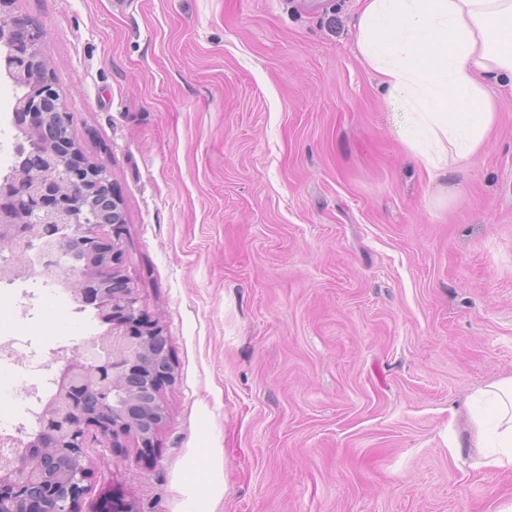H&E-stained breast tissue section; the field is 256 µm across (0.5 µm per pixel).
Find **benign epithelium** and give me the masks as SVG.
<instances>
[{"label":"benign epithelium","mask_w":512,"mask_h":512,"mask_svg":"<svg viewBox=\"0 0 512 512\" xmlns=\"http://www.w3.org/2000/svg\"><path fill=\"white\" fill-rule=\"evenodd\" d=\"M0 0L5 68L27 80V66L43 90L21 97L13 110L27 116L19 163L0 176V243L16 245L0 266V281H25L34 272L28 249L43 255L42 274L61 271V244L84 256L71 274L73 294L95 299L109 318L112 347L86 358L77 348L55 375V392L32 433L19 431L0 458V512H82L91 471L88 449L113 451L130 438L154 447L166 419L163 389L172 380L161 329L142 320L135 290L122 278L124 212L110 172L79 158L70 137L71 113L60 100L37 52L38 26L12 16Z\"/></svg>","instance_id":"obj_1"}]
</instances>
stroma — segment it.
I'll list each match as a JSON object with an SVG mask.
<instances>
[{
  "instance_id": "stroma-1",
  "label": "stroma",
  "mask_w": 512,
  "mask_h": 512,
  "mask_svg": "<svg viewBox=\"0 0 512 512\" xmlns=\"http://www.w3.org/2000/svg\"><path fill=\"white\" fill-rule=\"evenodd\" d=\"M360 0H11L122 200L175 380L84 512H495L474 398L512 377V88L442 195L356 46ZM208 460L199 471L200 460Z\"/></svg>"
}]
</instances>
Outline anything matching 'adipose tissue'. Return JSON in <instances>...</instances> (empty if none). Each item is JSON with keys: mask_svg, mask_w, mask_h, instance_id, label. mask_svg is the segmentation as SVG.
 <instances>
[{"mask_svg": "<svg viewBox=\"0 0 512 512\" xmlns=\"http://www.w3.org/2000/svg\"><path fill=\"white\" fill-rule=\"evenodd\" d=\"M356 44L390 102L405 107L403 137L431 177L454 180L496 119L489 78L512 79V0H363ZM496 406L478 447L512 469V377L482 392Z\"/></svg>", "mask_w": 512, "mask_h": 512, "instance_id": "obj_1", "label": "adipose tissue"}]
</instances>
